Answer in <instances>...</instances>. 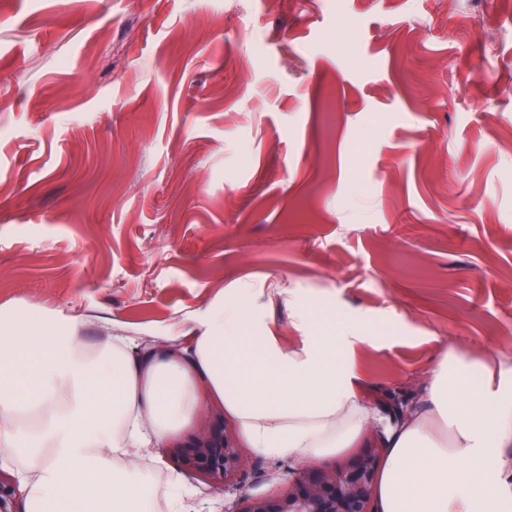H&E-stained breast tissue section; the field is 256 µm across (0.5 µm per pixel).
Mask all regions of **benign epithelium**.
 Segmentation results:
<instances>
[{"label": "benign epithelium", "instance_id": "benign-epithelium-1", "mask_svg": "<svg viewBox=\"0 0 512 512\" xmlns=\"http://www.w3.org/2000/svg\"><path fill=\"white\" fill-rule=\"evenodd\" d=\"M170 453L186 476L207 481L217 494L226 492L246 465L235 439L224 428L222 413L212 414L194 440ZM380 454L381 449L368 448L343 466L302 468L285 493L247 498L233 512H373Z\"/></svg>", "mask_w": 512, "mask_h": 512}]
</instances>
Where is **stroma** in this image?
Here are the masks:
<instances>
[{"instance_id": "obj_1", "label": "stroma", "mask_w": 512, "mask_h": 512, "mask_svg": "<svg viewBox=\"0 0 512 512\" xmlns=\"http://www.w3.org/2000/svg\"><path fill=\"white\" fill-rule=\"evenodd\" d=\"M460 2L0 0V311L94 343L287 288L289 345L374 329L352 362L386 418L444 347L512 356V0ZM243 455L181 512L299 467Z\"/></svg>"}]
</instances>
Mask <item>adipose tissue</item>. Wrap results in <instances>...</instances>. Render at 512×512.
<instances>
[{
	"instance_id": "1",
	"label": "adipose tissue",
	"mask_w": 512,
	"mask_h": 512,
	"mask_svg": "<svg viewBox=\"0 0 512 512\" xmlns=\"http://www.w3.org/2000/svg\"><path fill=\"white\" fill-rule=\"evenodd\" d=\"M358 325L291 346L265 304L235 288L192 326L88 346L77 319L0 312V463L26 512H148L142 448H168L223 410L237 438L296 461L377 439L350 357ZM424 405L384 439L381 512H512V357L443 351Z\"/></svg>"
}]
</instances>
